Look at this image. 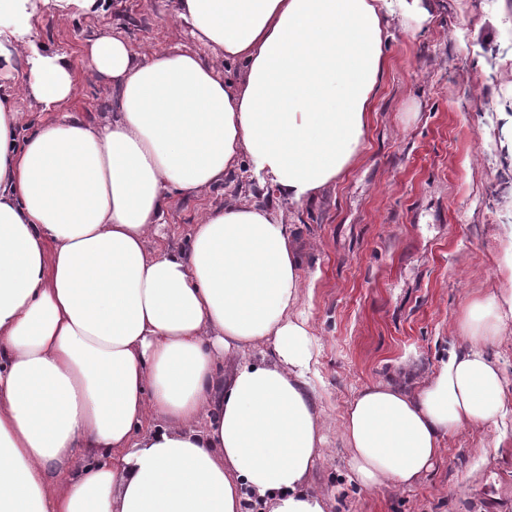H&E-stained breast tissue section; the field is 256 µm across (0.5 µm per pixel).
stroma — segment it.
Instances as JSON below:
<instances>
[{"label": "stroma", "mask_w": 512, "mask_h": 512, "mask_svg": "<svg viewBox=\"0 0 512 512\" xmlns=\"http://www.w3.org/2000/svg\"><path fill=\"white\" fill-rule=\"evenodd\" d=\"M429 13L420 24L391 21L368 139L347 176L300 208L246 186L175 198L163 240L149 242L182 247L208 209L237 202L267 205L290 225L326 418L324 457L309 485L327 512H512V427L446 438L434 468L407 489L360 487L340 441L345 408L364 386L415 392L449 348L465 349L455 321L501 283V243L512 227V151L499 118L512 113V0H429ZM104 34L139 52L201 53L232 80L241 72L201 49L173 0H111L102 15L44 17L39 40L64 54L77 78L65 109L91 120L116 110L111 84L83 50Z\"/></svg>", "instance_id": "35a3bbf8"}]
</instances>
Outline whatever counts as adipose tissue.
<instances>
[{"mask_svg":"<svg viewBox=\"0 0 512 512\" xmlns=\"http://www.w3.org/2000/svg\"><path fill=\"white\" fill-rule=\"evenodd\" d=\"M110 0H0V512H326L307 481L323 454L316 346L299 252L266 207L213 208L179 250L148 249L172 195L232 172L301 207L354 167L386 67L389 17L424 0H175L177 18L238 82L189 52L85 47L118 109L20 135L14 94L49 112L76 81L36 35L43 14L104 13ZM503 283L455 325L415 394L365 386L343 416L365 489L407 488L464 428L506 414L488 344L512 332V231ZM271 346L273 361L247 359ZM236 366L221 392L226 360Z\"/></svg>","mask_w":512,"mask_h":512,"instance_id":"adipose-tissue-1","label":"adipose tissue"}]
</instances>
